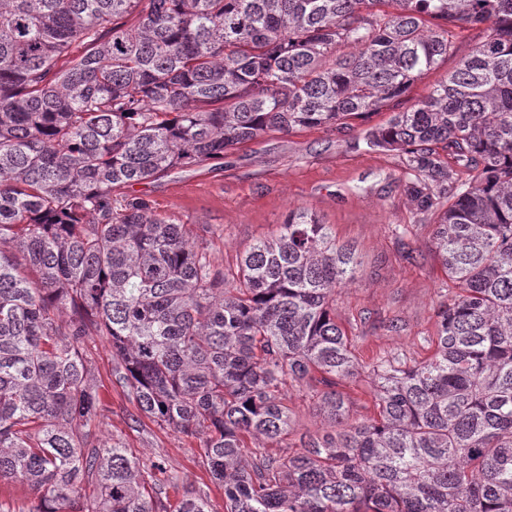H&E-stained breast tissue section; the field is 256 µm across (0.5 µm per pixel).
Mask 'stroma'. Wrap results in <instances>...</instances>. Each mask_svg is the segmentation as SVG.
<instances>
[{
	"label": "stroma",
	"mask_w": 512,
	"mask_h": 512,
	"mask_svg": "<svg viewBox=\"0 0 512 512\" xmlns=\"http://www.w3.org/2000/svg\"><path fill=\"white\" fill-rule=\"evenodd\" d=\"M486 35L482 28L458 31L447 61L418 81L398 101L397 111L409 110ZM387 118L380 112L349 130L271 131L228 152L221 163L175 169L118 195L145 199L156 215L189 225L214 265L227 273L258 238L278 229L289 210L308 209L362 262L360 278L336 292V321L358 357L366 364L380 354L421 361L434 352V309L455 285L431 245L432 216L419 211L410 195L411 186L422 182L421 173L404 157L366 144V131ZM392 319L398 332L385 329ZM87 350L88 374L99 384L103 404L97 436L113 438L128 454L155 466L158 481L178 474L177 484L166 482L170 501L194 490L222 512L224 490L200 465L199 440L147 419L133 424L137 408L110 373L107 339L92 337ZM283 393L293 418L290 442L320 432L317 386L291 382Z\"/></svg>",
	"instance_id": "1"
}]
</instances>
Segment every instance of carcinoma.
Segmentation results:
<instances>
[{"label": "carcinoma", "instance_id": "cac0c4a2", "mask_svg": "<svg viewBox=\"0 0 512 512\" xmlns=\"http://www.w3.org/2000/svg\"><path fill=\"white\" fill-rule=\"evenodd\" d=\"M481 25L367 132L428 178L412 195L459 291L431 357L372 362L378 413L352 422L338 387L361 365L334 311L362 273L351 246L291 209L228 277L186 225L114 192L386 111ZM443 152L467 172L452 196ZM90 336L133 422L200 440L225 512H512V0H0V484L36 493L28 512H215L146 491L145 464L91 430ZM307 378L329 430L248 447L281 444V389Z\"/></svg>", "mask_w": 512, "mask_h": 512}]
</instances>
